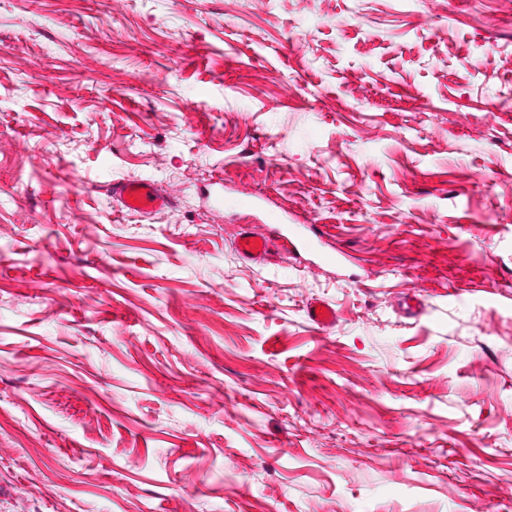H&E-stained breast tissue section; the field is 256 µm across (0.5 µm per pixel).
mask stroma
<instances>
[{
    "instance_id": "35a3bbf8",
    "label": "stroma",
    "mask_w": 512,
    "mask_h": 512,
    "mask_svg": "<svg viewBox=\"0 0 512 512\" xmlns=\"http://www.w3.org/2000/svg\"><path fill=\"white\" fill-rule=\"evenodd\" d=\"M511 287L512 0H0V512H512ZM112 197L130 213H155L173 205V198L157 190L151 181L126 180L112 183ZM297 235L291 233L278 224L263 225L261 230H252L240 234L235 240L237 252L254 261H264L269 255L270 245L274 240L282 242V246L288 251V243L293 244Z\"/></svg>"
}]
</instances>
